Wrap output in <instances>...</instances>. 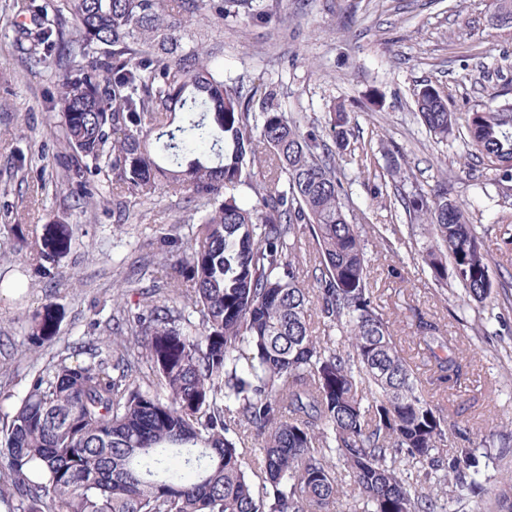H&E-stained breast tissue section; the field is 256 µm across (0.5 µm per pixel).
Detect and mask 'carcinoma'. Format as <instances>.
I'll use <instances>...</instances> for the list:
<instances>
[{
    "mask_svg": "<svg viewBox=\"0 0 512 512\" xmlns=\"http://www.w3.org/2000/svg\"><path fill=\"white\" fill-rule=\"evenodd\" d=\"M196 15L202 26L187 29ZM271 16L266 0H43L19 31V49L57 52L47 111L78 200L107 202L90 178L110 171L114 195L186 198L195 231L169 258L166 287L145 293L130 335L79 363L52 358L0 424V497L17 512H334L347 480L351 512H446L447 489L484 491L467 432L446 449L430 393L461 386L470 356L414 314L431 362L423 384L377 303L362 225L336 175L350 113L332 107L326 140L264 84L245 93L224 79V44L209 30ZM494 21L512 28V0H495ZM414 104L436 142L460 137L438 88L421 85ZM465 144L498 183L512 182V101L488 95L468 114ZM240 185L247 201L225 196ZM406 208L431 232L412 260L485 310L492 260L465 204L442 185ZM69 245L65 231L31 245L12 224L0 257L42 268ZM52 327L47 316L31 328L29 351ZM242 432L258 442L249 471ZM507 457L495 454L506 476L486 512H512Z\"/></svg>",
    "mask_w": 512,
    "mask_h": 512,
    "instance_id": "1",
    "label": "carcinoma"
}]
</instances>
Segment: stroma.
Returning a JSON list of instances; mask_svg holds the SVG:
<instances>
[{
  "label": "stroma",
  "mask_w": 512,
  "mask_h": 512,
  "mask_svg": "<svg viewBox=\"0 0 512 512\" xmlns=\"http://www.w3.org/2000/svg\"><path fill=\"white\" fill-rule=\"evenodd\" d=\"M0 0V238L24 224L30 240L49 226L67 227L72 246L51 273L20 257L0 258V420L23 396L44 359L106 336L138 303V287L164 284L172 239L187 242L191 228L182 197L152 201L130 196L97 208L77 206V187L62 175L55 116L46 110L58 72L55 54L25 59L15 49L30 12ZM494 0H281L267 21H226L224 74L244 87L263 83L283 109L324 124L335 104L352 116L350 146L336 158L347 204L376 256V295L419 376L427 355L413 336L414 311L441 319L472 358L468 378L453 393L436 392L448 423L471 434L512 432V278L502 276L501 238L512 225V186L495 182L486 165L469 157L463 140L437 145L416 116L413 92L437 87L459 118L489 94L512 100V28L493 25ZM372 165L363 169V152ZM29 157L14 167L15 153ZM398 155L409 184L433 193L447 184L464 200L470 220L497 264L501 282L494 308L477 314L458 308V286L440 289L409 255L428 239L427 228L404 209L405 184L392 175ZM395 253H388V246ZM125 296H118L119 287ZM56 332L41 359L27 358L28 334L46 312Z\"/></svg>",
  "instance_id": "stroma-1"
}]
</instances>
